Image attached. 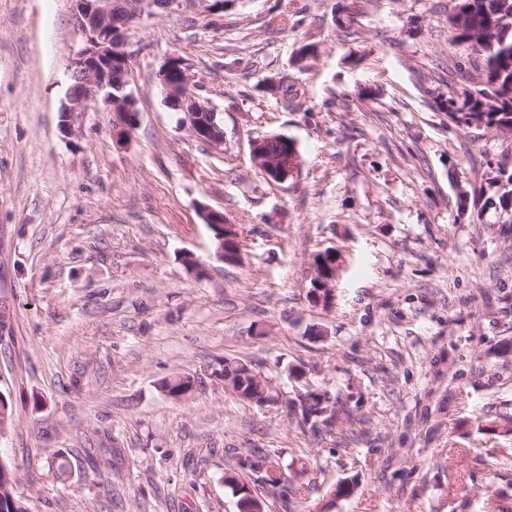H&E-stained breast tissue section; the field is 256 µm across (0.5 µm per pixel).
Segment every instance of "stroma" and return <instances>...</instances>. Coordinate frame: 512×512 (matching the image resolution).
<instances>
[{
    "label": "stroma",
    "mask_w": 512,
    "mask_h": 512,
    "mask_svg": "<svg viewBox=\"0 0 512 512\" xmlns=\"http://www.w3.org/2000/svg\"><path fill=\"white\" fill-rule=\"evenodd\" d=\"M186 0L134 22L129 89L140 111L112 140L99 103L62 128L81 44L73 0H0V461L27 512H239L224 471L278 452L306 498L266 512H512V213L491 205L512 139L466 128L433 93L455 0ZM316 52L304 67L296 55ZM181 57L224 145L196 139L165 101ZM293 77L294 107L270 84ZM292 140L277 183L259 136ZM243 232L215 256L202 207ZM341 261L332 307L312 303L316 254ZM256 364L276 403L224 389V358ZM191 375L194 391L164 395ZM328 393L354 434L313 431L300 395ZM112 451L92 469L88 458ZM69 458V478L49 468ZM351 479V496L335 485ZM264 138H255L250 144V153L254 166L268 180L274 182H286L293 177L298 167V154L294 144L288 140L290 151L285 159L280 161H270L262 155L260 145Z\"/></svg>",
    "instance_id": "1"
}]
</instances>
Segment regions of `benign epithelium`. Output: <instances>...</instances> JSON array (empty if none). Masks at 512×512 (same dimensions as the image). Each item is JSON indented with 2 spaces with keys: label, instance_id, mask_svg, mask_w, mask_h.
Segmentation results:
<instances>
[{
  "label": "benign epithelium",
  "instance_id": "obj_1",
  "mask_svg": "<svg viewBox=\"0 0 512 512\" xmlns=\"http://www.w3.org/2000/svg\"><path fill=\"white\" fill-rule=\"evenodd\" d=\"M76 29L82 38V47L69 61L71 84L67 101L61 108L63 127L73 132L75 124L87 109L97 102L98 96L112 112V135L118 141L128 139L139 122L136 100L128 90V78L119 83L112 81V70L129 74L132 52L128 48L127 30L130 24L145 15L159 11H175L182 0H75ZM157 79L166 102L183 114L182 121L199 140L210 145H224V130L213 122L204 120V113L214 111L209 102L191 93L192 77L184 60L171 58L159 69ZM263 139L255 138L250 144L254 166L268 180L286 182L298 167L295 146H290L288 156L280 161H267L260 145ZM205 224L221 229L218 236L217 257L234 262L239 254L237 225L223 213L205 209Z\"/></svg>",
  "mask_w": 512,
  "mask_h": 512
}]
</instances>
